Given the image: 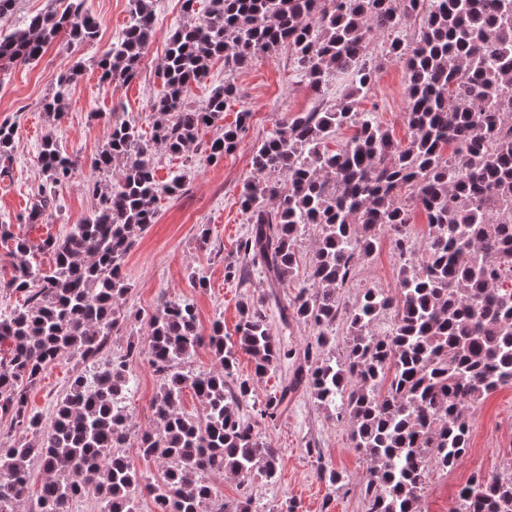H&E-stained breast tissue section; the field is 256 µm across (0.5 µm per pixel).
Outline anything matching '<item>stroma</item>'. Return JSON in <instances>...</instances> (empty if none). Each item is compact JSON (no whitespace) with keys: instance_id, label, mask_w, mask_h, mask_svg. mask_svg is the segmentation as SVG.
<instances>
[{"instance_id":"stroma-1","label":"stroma","mask_w":512,"mask_h":512,"mask_svg":"<svg viewBox=\"0 0 512 512\" xmlns=\"http://www.w3.org/2000/svg\"><path fill=\"white\" fill-rule=\"evenodd\" d=\"M84 7L98 23L94 42L73 48L65 39H57L38 63L15 66L0 78V122L9 121L17 129L9 171L0 177V224L9 225L13 236L35 242L64 237L91 214L94 201L84 189L87 182L115 181V173L98 171L91 165L107 142L113 123H131L144 139H151L158 116L151 112L150 101L162 89L157 70L169 36L189 21L183 0H154V33L140 60L138 75L116 84L101 79L95 61L127 24L129 0H85ZM76 67L81 73L71 86L64 114L52 120L43 112L42 102L54 78ZM227 81L237 88L240 98L227 107L224 124L234 123L241 107L252 113L233 151L220 161L208 160L204 146L217 133L213 126L201 128L196 144L183 153L173 154L159 145L151 151L157 177L164 181L172 173H180L184 187L177 195L161 198L154 224L136 237L124 259L130 289L119 307L127 320L112 337V353L121 352L129 337L146 336L149 317L175 297L194 304L201 329H209L218 320L225 335L234 337L241 303L269 290L259 269H252L247 281L225 275L226 264L237 259L238 245L250 229L239 206L242 185L252 173L254 149L275 124L309 111L318 99L284 47L258 56L232 74L225 72L223 61H213L208 77L193 86L191 104L203 106L215 88ZM360 107L374 112L394 139L407 140L406 85L399 63H385ZM47 136L67 152L77 154L81 166L68 185L56 190L62 208L53 223L31 226L25 224L24 217L32 193L46 184L36 156ZM204 227L210 230L205 245L199 242ZM398 271L391 240L381 237L375 251L358 265L349 288L343 289L342 304L352 306L368 286L394 290ZM81 368L75 358L64 356L29 387L30 408L44 421H51L55 400L65 394L70 379ZM129 374L132 387L125 406L130 432L135 435L156 426L151 404L159 379L143 360L132 362ZM258 432L279 455L277 475L273 481H259L245 488L232 476L210 473L209 482L226 503L247 495L254 512H276L288 500L299 503V512H366L360 487L368 463L350 442L348 421L337 419L310 392L298 393L275 422L260 423ZM511 443L512 386H504L475 407L469 452L454 470L431 473L418 512H448L459 489L474 475L512 474V461L506 456ZM310 444L320 448V456L307 453ZM323 464L343 474L341 487H328L319 479L317 470Z\"/></svg>"}]
</instances>
